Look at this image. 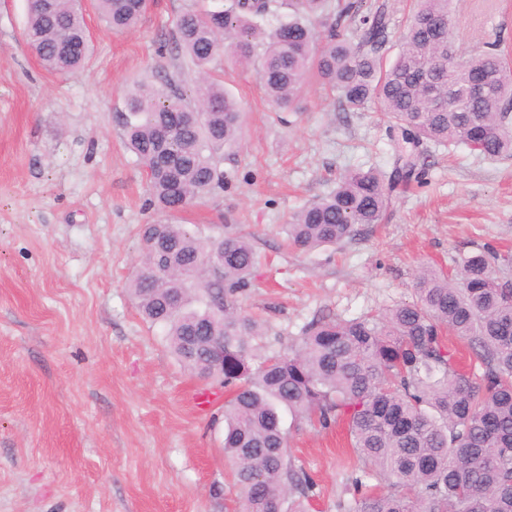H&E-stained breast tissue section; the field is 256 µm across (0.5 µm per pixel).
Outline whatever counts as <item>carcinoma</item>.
<instances>
[{
	"instance_id": "1",
	"label": "carcinoma",
	"mask_w": 512,
	"mask_h": 512,
	"mask_svg": "<svg viewBox=\"0 0 512 512\" xmlns=\"http://www.w3.org/2000/svg\"><path fill=\"white\" fill-rule=\"evenodd\" d=\"M231 0L211 9L192 0L173 43L196 68L193 104L169 81L142 83L126 97L122 135L148 168L154 204L168 212L224 186V148L237 143L242 113L214 77L225 56L257 65L279 107L299 100L307 79L352 111L376 106L396 144L394 175L348 171L329 195L294 212L289 245L312 251L380 224L396 180L417 169L423 142L465 145L495 159L512 156V61L489 43L455 63L449 0H415L400 50L384 62L388 19L345 0L324 31L309 17L326 0ZM105 28L129 30L144 0H96ZM41 66L59 75L82 67L91 40L80 0H28L23 32ZM478 78L485 92L469 93ZM128 288L139 315L163 329L173 356L228 392L224 457L242 512H305L312 482L290 459L281 409L320 426L344 421L367 479L384 490L351 512H512V281L499 255L480 249L458 260L450 279L423 269L415 300L381 315L319 318L277 353L265 350L263 322L242 307L258 263L248 237L213 240L170 222L142 225ZM218 254L223 260L211 265ZM469 342L482 374L459 370L445 333Z\"/></svg>"
}]
</instances>
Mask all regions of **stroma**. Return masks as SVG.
Returning <instances> with one entry per match:
<instances>
[{"instance_id": "obj_1", "label": "stroma", "mask_w": 512, "mask_h": 512, "mask_svg": "<svg viewBox=\"0 0 512 512\" xmlns=\"http://www.w3.org/2000/svg\"><path fill=\"white\" fill-rule=\"evenodd\" d=\"M188 0H151L131 31L85 4L92 53L57 75L26 45L25 0H0V512H237L224 459L223 388L172 355L128 288L142 225L160 220L121 131L127 90L167 80L191 95L196 70L168 47ZM460 50L512 52V0H456ZM214 75L240 104L224 189L177 223L248 234L260 264L242 298L268 349L322 315L351 320L414 300L421 267L455 274L488 247L512 256V158L424 143L421 177L393 191L383 223L311 252L281 230L339 172H392L378 111H342L309 80L293 111L266 98L255 66ZM293 461L313 479L308 512H349L361 470L347 427L284 414Z\"/></svg>"}]
</instances>
